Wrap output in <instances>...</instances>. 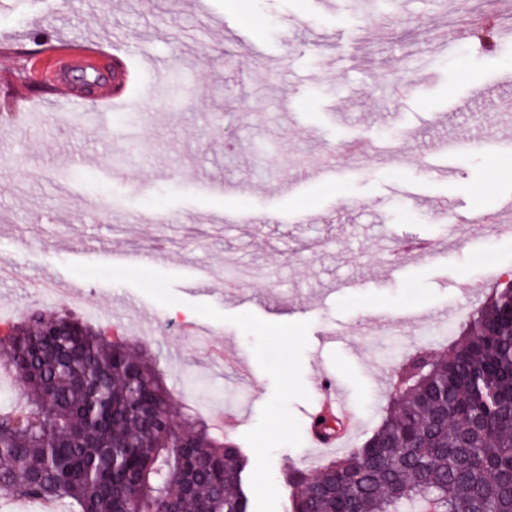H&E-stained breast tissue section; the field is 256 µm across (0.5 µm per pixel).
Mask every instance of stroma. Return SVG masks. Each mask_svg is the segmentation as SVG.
Returning a JSON list of instances; mask_svg holds the SVG:
<instances>
[{"instance_id":"35a3bbf8","label":"stroma","mask_w":512,"mask_h":512,"mask_svg":"<svg viewBox=\"0 0 512 512\" xmlns=\"http://www.w3.org/2000/svg\"><path fill=\"white\" fill-rule=\"evenodd\" d=\"M474 12L512 24L503 0H0V322L89 306L150 343L179 402L238 414L252 512H286L285 470L335 458L308 434L320 380L366 439L398 369L447 349L512 273V234L473 221L512 205V35L481 50ZM46 42L122 43L137 75L124 104L60 101L37 73ZM394 84L403 97L381 96ZM373 224L452 258L392 265ZM47 274L81 296L36 293ZM349 279L360 288L339 291ZM409 309L423 319L403 340ZM187 322L238 367L207 359Z\"/></svg>"}]
</instances>
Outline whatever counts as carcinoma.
Masks as SVG:
<instances>
[{"label":"carcinoma","mask_w":512,"mask_h":512,"mask_svg":"<svg viewBox=\"0 0 512 512\" xmlns=\"http://www.w3.org/2000/svg\"><path fill=\"white\" fill-rule=\"evenodd\" d=\"M394 385L346 455L288 471L287 512H512V280ZM0 495L69 512H251L248 459L177 409L145 346L67 308L0 335Z\"/></svg>","instance_id":"1"}]
</instances>
